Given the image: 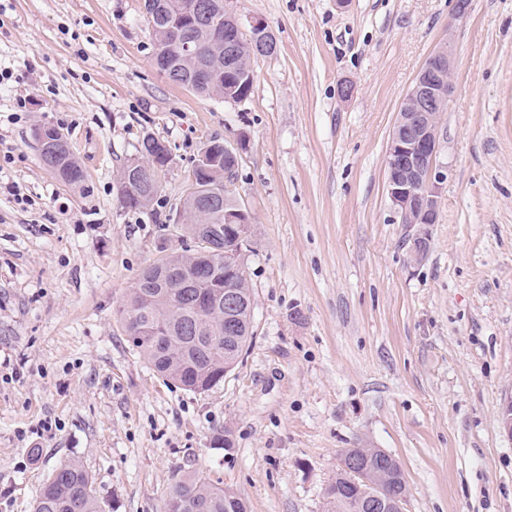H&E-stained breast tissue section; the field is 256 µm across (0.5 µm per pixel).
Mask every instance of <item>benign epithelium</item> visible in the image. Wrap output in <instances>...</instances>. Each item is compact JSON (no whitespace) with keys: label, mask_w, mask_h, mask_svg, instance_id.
Masks as SVG:
<instances>
[{"label":"benign epithelium","mask_w":512,"mask_h":512,"mask_svg":"<svg viewBox=\"0 0 512 512\" xmlns=\"http://www.w3.org/2000/svg\"><path fill=\"white\" fill-rule=\"evenodd\" d=\"M151 30L178 32L176 22L166 14L165 0H154L152 9L144 11ZM214 39H224V51L236 54L239 45L248 43L251 51L260 57L276 54L277 45H269L265 35L268 25L261 19L243 20L234 10L231 0H224V24L216 22L206 27ZM453 63L449 43L431 56L415 78L404 97L387 152V194L399 218H408L412 224H434L438 213L440 186L445 175L436 170L435 159L439 145V116L445 110L452 91ZM42 153L57 152L67 142L64 134L34 133ZM161 164L149 168L133 161L124 168L125 180L139 179L153 189ZM250 212L238 210L224 214L227 224L237 225L240 231L237 246L224 249V265L243 270V247L246 244L243 217Z\"/></svg>","instance_id":"7a95c632"}]
</instances>
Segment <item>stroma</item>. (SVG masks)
Segmentation results:
<instances>
[{"label":"stroma","instance_id":"35a3bbf8","mask_svg":"<svg viewBox=\"0 0 512 512\" xmlns=\"http://www.w3.org/2000/svg\"><path fill=\"white\" fill-rule=\"evenodd\" d=\"M456 4L233 0L278 43L235 104L155 69L142 0H0V512H32L70 460L112 512H162L187 470L249 512H322L346 448L400 462L405 512H512V0ZM447 41L437 221L404 224L388 145ZM40 125L84 184L43 166ZM147 135L171 162L141 213L116 180ZM213 137L243 145L226 188L251 214L254 337L193 393L147 367L116 311L144 266L192 247L174 218Z\"/></svg>","mask_w":512,"mask_h":512}]
</instances>
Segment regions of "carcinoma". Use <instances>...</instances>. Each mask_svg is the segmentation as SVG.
<instances>
[{"instance_id": "1", "label": "carcinoma", "mask_w": 512, "mask_h": 512, "mask_svg": "<svg viewBox=\"0 0 512 512\" xmlns=\"http://www.w3.org/2000/svg\"><path fill=\"white\" fill-rule=\"evenodd\" d=\"M154 54L178 58L180 49L171 35L149 33ZM200 55L213 66L216 84L194 89L203 96L226 102L246 100L254 77L244 71V57L232 59L208 38L204 30H195ZM214 171L194 172L195 186L188 187L182 209L188 219L186 232L207 245L182 253L162 256L145 267L134 288L119 308L128 342L160 376L191 392H205L224 381V369L235 368L253 338V289L247 277L224 271V246L232 244V233L224 223V213L237 209L238 202L224 190V168L232 165L224 157V141L214 138ZM50 171L60 170L61 180L77 185L85 172L66 147L57 155L42 156ZM146 189L131 183L119 195L122 206L130 210L146 209L139 197ZM238 300L235 309L236 331L224 332V294ZM366 466L385 492L396 495L407 489L404 473L390 475L387 461L344 449ZM374 488L350 483L348 473L337 467L336 475L324 493V512H369L361 508L373 501ZM242 499L233 490L196 471H185L172 486L164 502V512H239ZM33 512H105L92 477L75 461L57 467L37 496Z\"/></svg>"}]
</instances>
